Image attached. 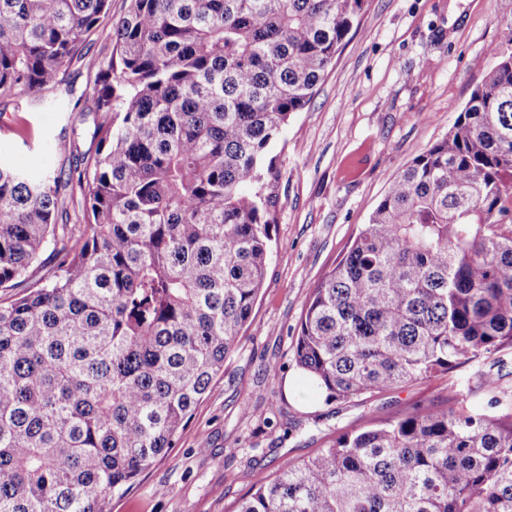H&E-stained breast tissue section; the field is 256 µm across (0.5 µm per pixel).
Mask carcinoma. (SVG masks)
Wrapping results in <instances>:
<instances>
[{
  "label": "carcinoma",
  "mask_w": 512,
  "mask_h": 512,
  "mask_svg": "<svg viewBox=\"0 0 512 512\" xmlns=\"http://www.w3.org/2000/svg\"><path fill=\"white\" fill-rule=\"evenodd\" d=\"M366 0H0V104L96 71L95 155L0 161V512H107L174 446L248 323L279 205L271 148ZM388 188L306 302L325 401L469 367L476 389L351 432L236 512H512V51ZM88 188L85 222L59 200ZM50 263L33 283L43 253ZM130 0H111L110 13L112 16V24L122 18L128 10ZM112 24L111 22L103 24L95 35L92 36V41L88 46L89 53L93 55H105L112 49Z\"/></svg>",
  "instance_id": "carcinoma-1"
}]
</instances>
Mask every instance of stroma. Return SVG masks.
I'll list each match as a JSON object with an SVG mask.
<instances>
[{
	"label": "stroma",
	"instance_id": "1",
	"mask_svg": "<svg viewBox=\"0 0 512 512\" xmlns=\"http://www.w3.org/2000/svg\"><path fill=\"white\" fill-rule=\"evenodd\" d=\"M512 50V0H366L359 23L311 103L294 114L272 152L281 177L266 276L224 371L174 448L107 512H233L258 472L287 468L359 429L443 400L469 369L368 399L326 402L302 383L293 349L315 285L349 251L389 177L447 136L472 91ZM94 74L65 66L42 105L0 106V159L40 175L79 163L90 123L74 121ZM297 384L286 392V382Z\"/></svg>",
	"mask_w": 512,
	"mask_h": 512
}]
</instances>
